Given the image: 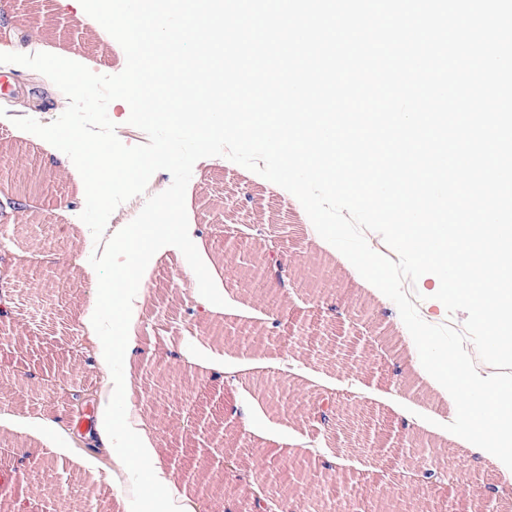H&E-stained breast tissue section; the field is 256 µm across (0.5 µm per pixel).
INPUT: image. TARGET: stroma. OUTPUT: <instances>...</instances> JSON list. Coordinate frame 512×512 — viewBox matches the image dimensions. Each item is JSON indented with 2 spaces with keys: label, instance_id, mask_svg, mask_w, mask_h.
I'll list each match as a JSON object with an SVG mask.
<instances>
[{
  "label": "stroma",
  "instance_id": "stroma-1",
  "mask_svg": "<svg viewBox=\"0 0 512 512\" xmlns=\"http://www.w3.org/2000/svg\"><path fill=\"white\" fill-rule=\"evenodd\" d=\"M0 45L11 53H50L100 75L126 65L117 41L96 36L91 17L76 18L60 0H0ZM0 90V180L32 165L44 189L24 208H0V512H83L94 496L100 512H125L138 493L136 454L113 455L98 432L111 393L99 343L83 322L97 302L89 228L80 226L84 182L72 160L13 120L43 124L66 109V96L44 74L9 63ZM189 223L202 229L198 252L225 306L213 318L247 325L265 339L256 354L235 341L213 343L198 314L201 295L182 252L150 260L138 293L143 311L130 363L136 381L127 421L146 430L167 481L155 487L158 512H251L249 483L225 471V454L249 475L316 448L300 482L279 486L274 512H312L329 498L335 512H512L495 460L446 431L456 415L449 394L414 366L410 333L396 305L316 232L299 200L227 158L199 159L185 195ZM249 239L248 251L224 250V229ZM282 240L279 306L249 289L250 260L263 249L255 230ZM22 344H13V337ZM298 337L295 346L283 339ZM231 377L216 381L210 369ZM44 423L62 450L44 452L23 420ZM414 441L427 465L452 473V484L425 490L400 475L393 455ZM335 459L326 468V459Z\"/></svg>",
  "mask_w": 512,
  "mask_h": 512
}]
</instances>
